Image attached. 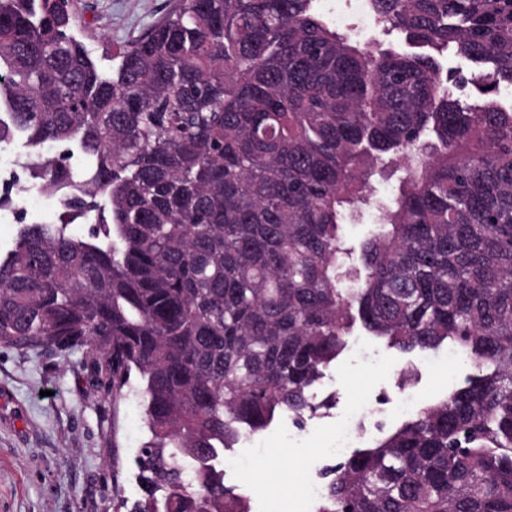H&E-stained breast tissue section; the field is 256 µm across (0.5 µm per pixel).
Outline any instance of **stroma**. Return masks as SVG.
I'll return each instance as SVG.
<instances>
[{
  "label": "stroma",
  "instance_id": "obj_1",
  "mask_svg": "<svg viewBox=\"0 0 512 512\" xmlns=\"http://www.w3.org/2000/svg\"><path fill=\"white\" fill-rule=\"evenodd\" d=\"M174 0H75L78 36L97 51L118 50L164 16ZM413 371L416 404L445 395L463 367L447 354L420 356L387 348L354 329L323 386L329 408L308 416L302 436L285 445L289 419L230 452L234 484L251 512H286L301 504L308 470L348 407L369 410L396 397L401 368ZM147 432L139 400L94 397L81 356L0 348V512H112L115 485L135 497L131 462Z\"/></svg>",
  "mask_w": 512,
  "mask_h": 512
}]
</instances>
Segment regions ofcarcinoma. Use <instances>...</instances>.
<instances>
[{"mask_svg": "<svg viewBox=\"0 0 512 512\" xmlns=\"http://www.w3.org/2000/svg\"><path fill=\"white\" fill-rule=\"evenodd\" d=\"M316 2L176 0L105 65L72 0H0V143L35 160L0 209L53 203L0 246V347L135 389L115 512H250L224 451L322 407L357 325L466 374L339 461L317 512H512V0H370L412 52ZM317 7L327 17V19L336 25L341 31L347 33L351 38L360 41H375L384 44L396 43L402 39V36L396 32L386 34L378 27H375V40L369 39V36H357L354 28L359 26L360 18L354 12L349 0H319ZM341 14L344 17L342 23L336 21V15Z\"/></svg>", "mask_w": 512, "mask_h": 512, "instance_id": "carcinoma-1", "label": "carcinoma"}]
</instances>
